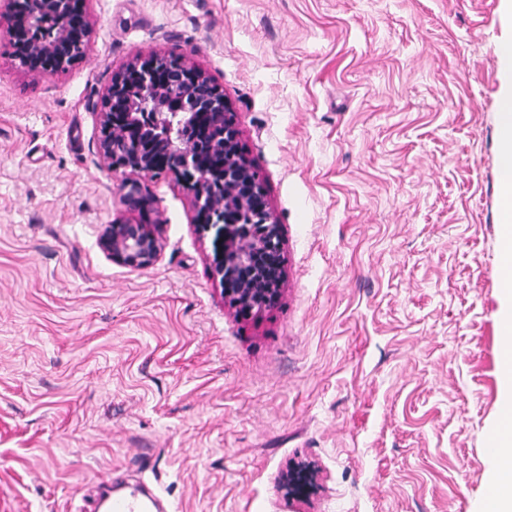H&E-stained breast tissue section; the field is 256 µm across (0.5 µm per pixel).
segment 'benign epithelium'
Wrapping results in <instances>:
<instances>
[{
    "label": "benign epithelium",
    "mask_w": 512,
    "mask_h": 512,
    "mask_svg": "<svg viewBox=\"0 0 512 512\" xmlns=\"http://www.w3.org/2000/svg\"><path fill=\"white\" fill-rule=\"evenodd\" d=\"M12 57L26 71L52 76L81 60L91 25L82 0H0ZM169 109L167 134L155 136L158 113ZM99 152L113 169L132 175L128 206L145 204L140 179L157 173L156 157L196 191L198 228L215 233L222 259L213 276L234 304L246 310L275 301L285 278L282 229L266 202L254 166L242 155L239 130L224 92L182 56L140 58L115 75L100 112ZM223 158L207 169L201 152ZM100 243L113 261L143 268L161 243L146 224L105 225Z\"/></svg>",
    "instance_id": "obj_1"
}]
</instances>
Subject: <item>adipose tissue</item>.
I'll return each instance as SVG.
<instances>
[{
	"label": "adipose tissue",
	"instance_id": "ef3b65f1",
	"mask_svg": "<svg viewBox=\"0 0 512 512\" xmlns=\"http://www.w3.org/2000/svg\"><path fill=\"white\" fill-rule=\"evenodd\" d=\"M498 172L503 195L500 222L503 241L509 251L503 252L500 263V293L512 298V91L499 103ZM498 454L494 458L489 489L495 492L494 512H512V418L500 419L497 426Z\"/></svg>",
	"mask_w": 512,
	"mask_h": 512
}]
</instances>
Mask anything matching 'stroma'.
Masks as SVG:
<instances>
[{
  "instance_id": "1",
  "label": "stroma",
  "mask_w": 512,
  "mask_h": 512,
  "mask_svg": "<svg viewBox=\"0 0 512 512\" xmlns=\"http://www.w3.org/2000/svg\"><path fill=\"white\" fill-rule=\"evenodd\" d=\"M84 8L87 54L53 76L0 22V512H88L115 473L174 512H483L512 0ZM170 54L223 90L282 226L279 297L248 315L193 191L149 177L130 208L99 154L113 75ZM112 222L158 259L113 262ZM100 243L113 261L132 268H143L157 260L161 243L146 224H106Z\"/></svg>"
}]
</instances>
